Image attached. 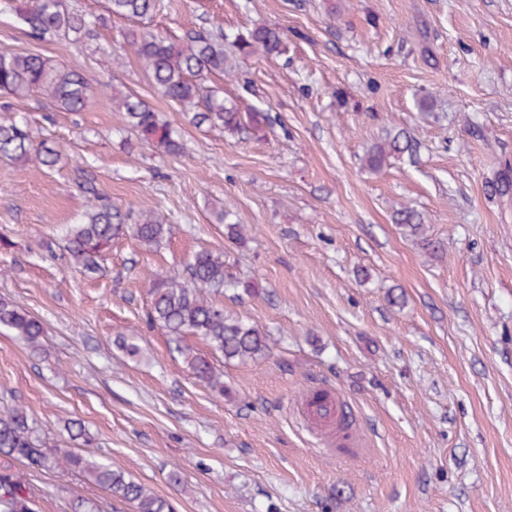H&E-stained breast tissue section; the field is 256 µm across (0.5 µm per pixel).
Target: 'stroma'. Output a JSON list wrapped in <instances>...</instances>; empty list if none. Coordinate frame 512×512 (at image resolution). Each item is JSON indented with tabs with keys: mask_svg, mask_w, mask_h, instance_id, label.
Wrapping results in <instances>:
<instances>
[{
	"mask_svg": "<svg viewBox=\"0 0 512 512\" xmlns=\"http://www.w3.org/2000/svg\"><path fill=\"white\" fill-rule=\"evenodd\" d=\"M211 24L283 36L284 55L203 79L241 111L270 112L264 132L193 124L132 51L111 53L129 20L92 50L32 40L0 13V49L80 71L90 89L80 112L0 95V119L24 117L35 142L69 157L48 171L0 159V239L12 243L0 296L45 328L37 352L0 329V412L23 409L49 441L112 461L172 512H512V190L495 191L512 187V0H160L150 27L176 40ZM116 93L146 101L182 153L126 127ZM390 131L417 152L370 171L363 156ZM90 185L132 215L164 214L171 240L148 252L122 237L100 272L70 266L60 230ZM405 206L425 239L396 224ZM227 208L250 227L243 243L217 220ZM202 249L257 282L223 304L270 338L268 357L227 363L189 337L223 371V397L147 320L149 277L183 272ZM323 386L356 420L354 455L293 413ZM16 469L39 512L81 498L130 512L81 476Z\"/></svg>",
	"mask_w": 512,
	"mask_h": 512,
	"instance_id": "35a3bbf8",
	"label": "stroma"
}]
</instances>
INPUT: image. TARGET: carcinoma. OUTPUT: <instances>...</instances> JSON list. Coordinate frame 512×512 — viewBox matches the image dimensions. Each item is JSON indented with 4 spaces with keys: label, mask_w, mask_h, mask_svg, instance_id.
I'll list each match as a JSON object with an SVG mask.
<instances>
[{
    "label": "carcinoma",
    "mask_w": 512,
    "mask_h": 512,
    "mask_svg": "<svg viewBox=\"0 0 512 512\" xmlns=\"http://www.w3.org/2000/svg\"><path fill=\"white\" fill-rule=\"evenodd\" d=\"M158 8V0H108L109 16L141 20ZM12 12L24 23L27 35L34 40L63 38L91 46L98 43L104 21L71 11L66 0H29L16 5L14 0H0V12ZM125 44L132 47L155 87L169 100L192 113L191 121L219 127L231 134L251 129L260 132L271 125L268 112H241L238 105L197 82L203 73L236 74L237 57L227 53L226 45L242 55L260 54L277 57L285 45L280 33L258 26L233 35L221 26L190 30L182 39L170 41L152 30L141 27L124 34ZM89 86L84 76L73 69L32 53L0 50V93L22 98L33 92L47 96L54 108L63 112H80L89 100ZM113 101L127 127L141 139L167 154H178L182 145L171 126L160 119L149 104L134 94L115 95ZM417 146L400 132L391 140L371 146L365 155L366 166L379 171L390 156L412 154ZM0 157L23 162L33 161L51 169L62 161V152L43 144H34L28 126L19 120L0 122ZM229 210L220 214L227 237L244 241L246 224L242 218L229 222ZM128 214L103 202L98 194L86 206L82 219L65 231V250L69 264L89 272L98 269V259L120 236L135 240L148 251L171 239L173 225L154 212L140 214L136 222L127 223ZM397 223L411 235L422 233L418 213L409 207L397 211ZM249 295L256 283L250 279L230 280L224 273V254L201 250L187 266V275L154 276L148 292L151 305L150 323L161 327L169 343L182 357L195 378L212 392L222 396L226 390L223 373L206 357L186 343L198 336L224 360L245 362L267 355L269 336L257 326L224 312L217 297L228 289ZM0 327L8 329L33 350L41 347L44 336L42 322L10 299L0 298ZM20 461L33 469L56 470L61 475L80 474L106 490L112 498L128 503L132 512H171L167 500L155 495L119 467L98 461L73 448L52 446L41 437L34 422L19 409L0 413V512H36L33 491L12 461Z\"/></svg>",
    "instance_id": "carcinoma-1"
}]
</instances>
